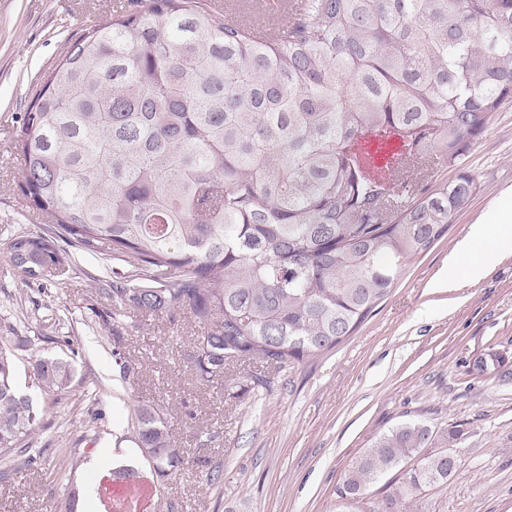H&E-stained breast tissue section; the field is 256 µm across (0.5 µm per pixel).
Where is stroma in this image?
Here are the masks:
<instances>
[{
	"label": "stroma",
	"instance_id": "obj_1",
	"mask_svg": "<svg viewBox=\"0 0 512 512\" xmlns=\"http://www.w3.org/2000/svg\"><path fill=\"white\" fill-rule=\"evenodd\" d=\"M116 0H0V241L39 230L41 219L17 187L11 131L86 22L110 18ZM464 164L481 185L447 235L407 263L375 315L342 344L312 361L271 373L267 390L234 382L198 385L183 360L193 329L142 321L121 344L138 360L135 389L120 377L98 335L88 278L112 275L111 253L85 255L76 272L21 287L0 260V336L17 329L36 342L16 361L17 386L52 423L33 439L34 464L0 479V512H55L76 493L75 512H101L88 488L95 474L151 467L127 432L130 398L159 401L170 430L194 463L150 486L146 512H342L336 489L345 470L389 428L419 421L454 427L458 472L422 491L406 512H512V253L478 282L448 285V259L469 227L512 188V105L494 113ZM73 346H66L64 337ZM496 351L505 374L471 373L469 362ZM71 361L74 378L60 401L30 376L33 356ZM219 439L199 446L203 430ZM220 464L221 477L207 478Z\"/></svg>",
	"mask_w": 512,
	"mask_h": 512
}]
</instances>
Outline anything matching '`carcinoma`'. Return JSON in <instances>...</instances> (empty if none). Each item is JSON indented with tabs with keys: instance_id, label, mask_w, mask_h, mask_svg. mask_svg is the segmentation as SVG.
<instances>
[{
	"instance_id": "1",
	"label": "carcinoma",
	"mask_w": 512,
	"mask_h": 512,
	"mask_svg": "<svg viewBox=\"0 0 512 512\" xmlns=\"http://www.w3.org/2000/svg\"><path fill=\"white\" fill-rule=\"evenodd\" d=\"M279 26L280 40L208 0H127L68 43L12 131L45 224L0 257L28 284L108 246L97 293L112 311L92 312L131 388L140 363L118 347L143 320L194 324L184 363L207 386L247 360L283 369L335 348L479 192L463 158L512 102V0H301ZM31 345L0 336L4 477L47 428L15 384ZM31 375L58 394L73 367L38 356ZM460 436L398 425L337 495L396 472L384 512H402L458 471L429 448ZM131 437L159 484L193 463L155 401H133Z\"/></svg>"
}]
</instances>
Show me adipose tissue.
Returning a JSON list of instances; mask_svg holds the SVG:
<instances>
[{
  "label": "adipose tissue",
  "instance_id": "adipose-tissue-1",
  "mask_svg": "<svg viewBox=\"0 0 512 512\" xmlns=\"http://www.w3.org/2000/svg\"><path fill=\"white\" fill-rule=\"evenodd\" d=\"M512 241V193H505L494 206L472 224L467 238L448 269L449 285L459 277L477 281L499 259L503 241Z\"/></svg>",
  "mask_w": 512,
  "mask_h": 512
}]
</instances>
